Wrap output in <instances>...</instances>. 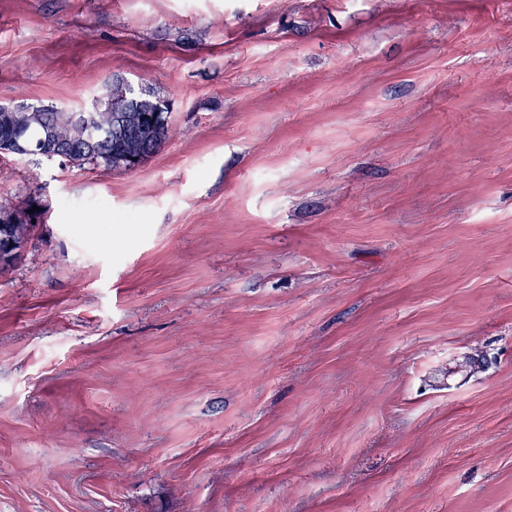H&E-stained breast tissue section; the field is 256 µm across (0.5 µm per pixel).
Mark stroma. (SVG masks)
Listing matches in <instances>:
<instances>
[{"instance_id":"1","label":"stroma","mask_w":512,"mask_h":512,"mask_svg":"<svg viewBox=\"0 0 512 512\" xmlns=\"http://www.w3.org/2000/svg\"><path fill=\"white\" fill-rule=\"evenodd\" d=\"M0 512H512V0H0ZM101 106H109L112 113V128L100 124L95 119L94 111H77L84 113L87 117L86 125L79 126L72 122L71 113L57 109L54 106H41L47 112H43L44 122L55 125L65 142L60 144L57 131L54 128L46 127L42 137V127L35 124L39 119V113L30 112L28 109L17 108L12 105L0 104V157L15 156L11 154V131L8 128L7 121L2 117V112H11L10 123L13 131V142L17 153L27 154L32 152L31 144L37 145L40 140L39 152L47 160L67 159L69 156V165L73 167H82L85 164H94L104 166L109 169L132 170L133 158L140 160L142 164L147 158L158 152L166 142L170 133L169 114L170 108L164 100L152 97L135 96L131 87L116 89L111 88L101 99ZM112 100L115 104L131 105L136 113L145 118V123L156 116L155 129L151 130V136L142 151V156L137 153L131 156L130 161L127 158L129 137L112 135L116 133H128L138 122V116L130 114L129 110L114 108L112 110ZM165 112V114H161ZM164 121L161 122V119ZM33 125V126H31ZM31 126V127H30ZM30 129L27 132V129ZM28 135V139L27 136ZM42 138V139H41ZM63 149L67 155L59 150ZM95 151L98 155H91L85 151ZM11 214L1 212L0 215V265L9 264L19 256L20 252L16 253V250L23 248L30 227H33L32 224L14 220Z\"/></svg>"}]
</instances>
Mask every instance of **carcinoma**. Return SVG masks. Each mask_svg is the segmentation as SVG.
Here are the masks:
<instances>
[{
  "label": "carcinoma",
  "instance_id": "carcinoma-1",
  "mask_svg": "<svg viewBox=\"0 0 512 512\" xmlns=\"http://www.w3.org/2000/svg\"><path fill=\"white\" fill-rule=\"evenodd\" d=\"M114 103L131 105L147 122L155 120L156 128L151 130L142 151L141 160H147L169 137L170 108L161 99L134 95L130 87L108 90L101 105L110 107ZM85 116L86 124L79 126L72 122L70 113L53 106L45 107L43 113L44 122L56 126L65 139L60 148L69 156V165L82 167L94 164L109 169H132V161L127 158L129 137L139 136L140 131L135 129L128 137L117 136L112 134L111 128L95 119V112L88 111ZM29 231L30 225L13 219L9 214L0 215V265L9 264L18 257L16 250L23 248Z\"/></svg>",
  "mask_w": 512,
  "mask_h": 512
}]
</instances>
